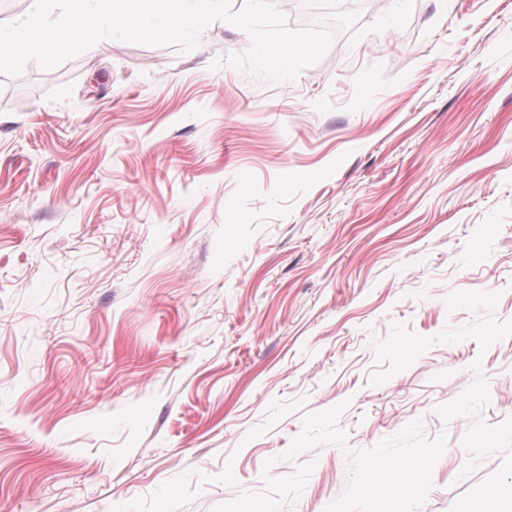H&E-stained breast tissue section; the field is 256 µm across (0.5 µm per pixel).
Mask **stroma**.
<instances>
[{
	"label": "stroma",
	"instance_id": "stroma-1",
	"mask_svg": "<svg viewBox=\"0 0 512 512\" xmlns=\"http://www.w3.org/2000/svg\"><path fill=\"white\" fill-rule=\"evenodd\" d=\"M249 45L216 20L0 75V512H213L310 460L291 512H325L345 449L282 455L339 404L347 449L446 433L417 512L499 467L464 472L437 408L478 360L512 418V337L379 386L371 343L469 323L458 291L512 320V0H414L280 84L228 63Z\"/></svg>",
	"mask_w": 512,
	"mask_h": 512
}]
</instances>
